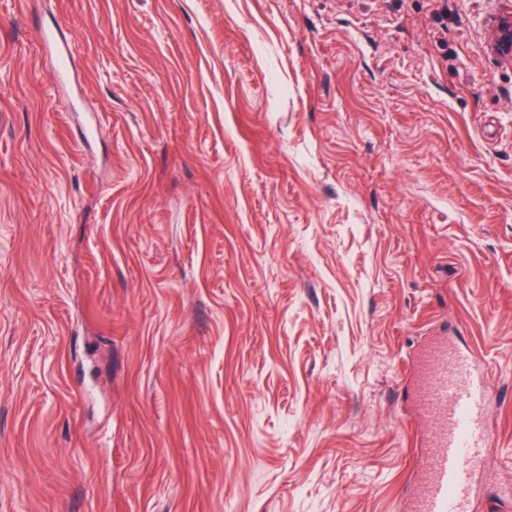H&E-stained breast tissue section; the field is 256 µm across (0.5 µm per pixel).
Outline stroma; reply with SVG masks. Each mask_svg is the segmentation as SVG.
<instances>
[{
	"mask_svg": "<svg viewBox=\"0 0 512 512\" xmlns=\"http://www.w3.org/2000/svg\"><path fill=\"white\" fill-rule=\"evenodd\" d=\"M507 5L0 0V512H408L436 336L512 512ZM510 9L494 17L489 29V48L501 59L512 62V1Z\"/></svg>",
	"mask_w": 512,
	"mask_h": 512,
	"instance_id": "1",
	"label": "stroma"
}]
</instances>
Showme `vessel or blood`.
<instances>
[{"label":"vessel or blood","mask_w":512,"mask_h":512,"mask_svg":"<svg viewBox=\"0 0 512 512\" xmlns=\"http://www.w3.org/2000/svg\"><path fill=\"white\" fill-rule=\"evenodd\" d=\"M426 363L423 410L433 429L420 441L423 483L413 512H468L485 458L484 391L450 343L432 344Z\"/></svg>","instance_id":"obj_1"}]
</instances>
